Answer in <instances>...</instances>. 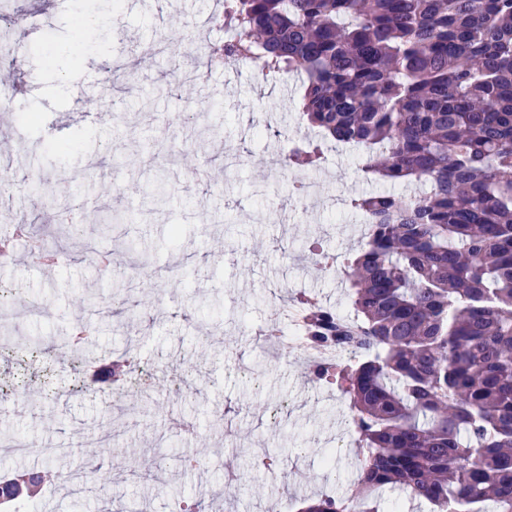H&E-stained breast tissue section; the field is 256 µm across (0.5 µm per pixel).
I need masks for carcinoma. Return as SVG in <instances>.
<instances>
[{"mask_svg":"<svg viewBox=\"0 0 512 512\" xmlns=\"http://www.w3.org/2000/svg\"><path fill=\"white\" fill-rule=\"evenodd\" d=\"M218 21L235 38L209 58L305 76L319 138L288 168H318L334 141L367 174L428 186L348 199L372 219L342 269L353 315L297 298L308 342L360 357L313 369L349 403L359 475L301 512H386L383 488L512 512V0H224ZM48 476L1 477L0 507Z\"/></svg>","mask_w":512,"mask_h":512,"instance_id":"1","label":"carcinoma"}]
</instances>
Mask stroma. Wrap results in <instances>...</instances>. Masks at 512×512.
Here are the masks:
<instances>
[{
	"label": "stroma",
	"instance_id": "stroma-1",
	"mask_svg": "<svg viewBox=\"0 0 512 512\" xmlns=\"http://www.w3.org/2000/svg\"><path fill=\"white\" fill-rule=\"evenodd\" d=\"M46 15L40 39L25 42L31 62L70 76L67 95L36 90L22 109L45 117L48 129L22 125L0 111V153L11 156L12 179L36 177L50 187L69 186L85 213L82 237L67 238L64 265L37 264L24 247L0 279L26 289L45 317L15 326L16 339L51 341L81 326L95 332L82 348H56L28 365L0 351V387L13 388L36 409L0 416V436L62 448L58 457L36 453L0 457V474L56 466L63 480L46 483L36 498L19 501L26 512H168L175 492L202 498L206 512H266L269 499L297 512L308 498L342 495L357 477L347 401L336 385L316 380L309 364L279 345L260 346L247 328L275 318V301L300 291L327 307L350 312L340 266L357 251L358 216L345 198L399 184L368 178L363 153L326 148L328 161L309 171L323 187L325 206L303 209L294 173L271 171L267 157L287 151L290 134L312 129L300 117L301 77L256 78L233 62H208L207 47L224 40L215 20L220 0H23ZM96 22L88 43L68 40L78 21ZM136 62L132 78H113V58ZM88 99L106 109L85 113ZM68 142L66 152L55 142ZM65 197L22 191L0 200V225L35 221L54 231L52 217ZM118 214L112 237L99 236L94 219ZM179 226L182 236L167 230ZM319 239L335 255L327 270L304 248ZM139 264L136 279L101 274L86 261L89 250ZM121 297L120 317L91 313L87 295ZM161 367L150 396L131 394L117 413L110 390L75 396L73 364L100 367L129 346ZM185 375L184 395L166 393L169 376ZM278 409L277 421L268 413ZM224 418H217V410ZM125 439V463L105 480L112 492L75 490L69 479L86 460L108 448L101 436ZM204 467L188 470L187 456ZM288 463V479L271 480L265 459Z\"/></svg>",
	"mask_w": 512,
	"mask_h": 512
}]
</instances>
